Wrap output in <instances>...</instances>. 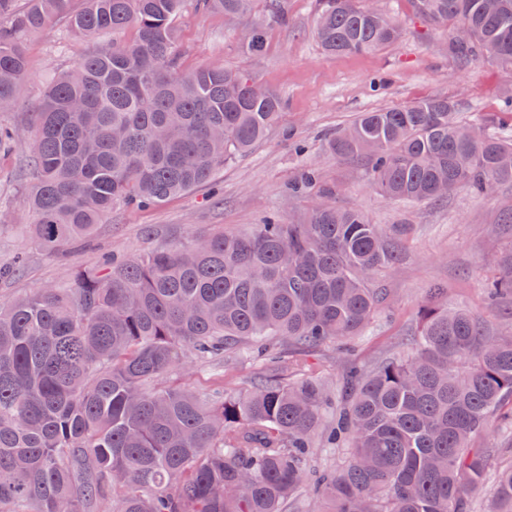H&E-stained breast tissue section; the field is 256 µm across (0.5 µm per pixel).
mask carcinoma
Instances as JSON below:
<instances>
[{"instance_id": "obj_1", "label": "carcinoma", "mask_w": 512, "mask_h": 512, "mask_svg": "<svg viewBox=\"0 0 512 512\" xmlns=\"http://www.w3.org/2000/svg\"><path fill=\"white\" fill-rule=\"evenodd\" d=\"M0 0V107L9 111L27 60L24 39L59 15L73 35H112L45 90L29 127H0V145L30 142L23 207L47 254L86 247L116 203L156 205L207 181L278 121L282 99L222 65L184 71L174 22L191 4L242 20L255 0ZM409 0L422 21L448 28L466 65L512 67V0ZM317 41L333 55L379 51L401 37L383 9L315 0ZM470 40L461 44V27ZM132 32L128 39L119 37ZM265 25L243 47H263ZM367 161L388 198L441 201L466 188L512 183V139L458 119L431 96L361 112L328 142ZM314 166L292 191L316 194L294 224L201 232L138 257L104 255L52 285L0 301V512H284L309 491L315 512H512V336L481 314L436 301L417 312L411 351L367 373L349 366L336 389L275 373L244 393L205 396L155 382L191 352L200 359L250 341L253 359L277 346L347 344L388 307L372 276L402 260L405 225L383 228L323 200ZM485 285L512 304V253ZM325 433L334 469L312 465ZM489 434L492 442L472 440Z\"/></svg>"}]
</instances>
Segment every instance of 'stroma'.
<instances>
[{
	"mask_svg": "<svg viewBox=\"0 0 512 512\" xmlns=\"http://www.w3.org/2000/svg\"><path fill=\"white\" fill-rule=\"evenodd\" d=\"M402 27L403 37L374 53L329 55L315 38L313 0H288L285 21L266 26L261 51L241 49L249 24L228 22L219 12L187 9L175 22L179 65L189 71L217 64L247 73L276 92L285 108L276 126L252 150L218 168L203 185L148 209L115 205L94 235L90 247L77 254L49 256L30 240L22 209L27 146L0 155V263L27 249L24 273L0 287V298L30 294L47 284L67 281L74 266L99 253L139 254L164 244L171 235L189 236L218 229L248 230L276 217L291 224L306 215L311 199L292 195L304 164L318 168L320 186L329 202L363 211L371 223L409 227L406 261L376 274L375 285L390 292V310L380 314L348 351L329 343L299 357L294 377L319 373L335 383L345 362L371 367L400 351L414 324L425 289L448 291L450 304L488 313L483 288L502 271V256L512 251V238L495 227L500 214L512 208V185H500L486 197L467 189L447 202H409L378 193L360 163L331 153L326 141L357 113L397 107L433 95L459 104L460 120L485 123L512 101V68L483 61L459 65L448 54V31L414 17L408 0H376ZM63 20H55L28 37L29 71L20 83L13 108L0 112V123L21 125L37 111L52 79L92 48L110 43L101 35L65 40ZM265 366L226 354L223 363L188 357L185 367L164 375V386L187 385L205 391L223 382L225 391L249 389Z\"/></svg>",
	"mask_w": 512,
	"mask_h": 512,
	"instance_id": "stroma-1",
	"label": "stroma"
}]
</instances>
